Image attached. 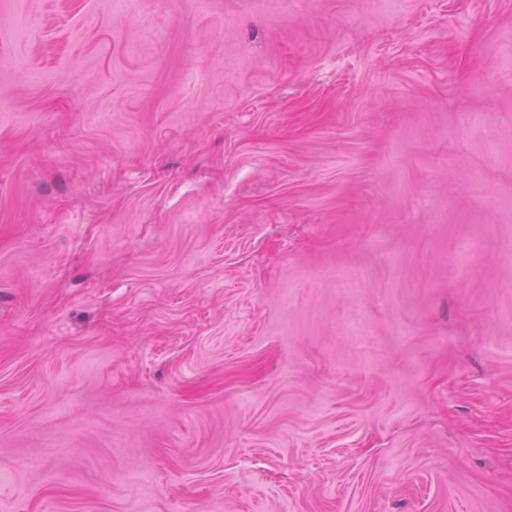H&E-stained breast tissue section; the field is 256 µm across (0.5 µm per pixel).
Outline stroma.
<instances>
[{
    "label": "stroma",
    "mask_w": 512,
    "mask_h": 512,
    "mask_svg": "<svg viewBox=\"0 0 512 512\" xmlns=\"http://www.w3.org/2000/svg\"><path fill=\"white\" fill-rule=\"evenodd\" d=\"M0 512H512V0H0Z\"/></svg>",
    "instance_id": "obj_1"
}]
</instances>
